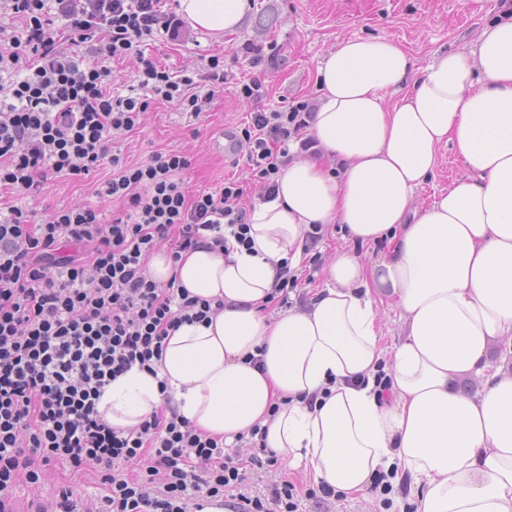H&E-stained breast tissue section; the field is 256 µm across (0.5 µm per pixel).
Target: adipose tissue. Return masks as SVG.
<instances>
[{
    "label": "adipose tissue",
    "instance_id": "adipose-tissue-1",
    "mask_svg": "<svg viewBox=\"0 0 512 512\" xmlns=\"http://www.w3.org/2000/svg\"><path fill=\"white\" fill-rule=\"evenodd\" d=\"M464 6L484 21L477 39L434 52L424 70L381 37L345 38L321 57L319 154L294 159L276 197L254 206L249 246L152 255L155 280L224 306L170 333L153 370L112 380L97 402L107 423L136 428L169 400L228 446L265 428L267 448L349 497L395 469L413 480L417 512H512V16L491 18L490 0ZM250 8L179 0L213 37ZM445 147L465 173L420 203ZM314 224L391 248L369 264L337 252L312 308L267 316L280 266L301 264ZM384 297L404 324L387 354ZM463 378L477 389L458 391Z\"/></svg>",
    "mask_w": 512,
    "mask_h": 512
}]
</instances>
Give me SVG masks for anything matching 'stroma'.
I'll return each mask as SVG.
<instances>
[{"instance_id": "stroma-1", "label": "stroma", "mask_w": 512, "mask_h": 512, "mask_svg": "<svg viewBox=\"0 0 512 512\" xmlns=\"http://www.w3.org/2000/svg\"><path fill=\"white\" fill-rule=\"evenodd\" d=\"M252 10L242 27L221 41L197 38L183 45L160 42L145 55L170 71L190 61L216 55L224 70L235 77L246 67L237 50L250 42L273 58L261 78L267 89L266 105L286 109L315 98L316 64L325 53L349 36L384 37L405 48L425 66L439 49L471 41L482 22L471 16L464 0H250ZM251 109L233 82L216 93L208 112L191 122L175 107L150 105L136 133L122 136V152L143 159L158 148L187 151L194 158L188 174L190 190L218 187L224 179L247 175L236 154L226 153L225 135L243 129ZM86 202L111 214V202L97 198L93 179L60 178L45 185L39 198H25L0 189V208L22 206L44 209Z\"/></svg>"}]
</instances>
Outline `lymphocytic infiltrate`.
<instances>
[{"label": "lymphocytic infiltrate", "mask_w": 512, "mask_h": 512, "mask_svg": "<svg viewBox=\"0 0 512 512\" xmlns=\"http://www.w3.org/2000/svg\"><path fill=\"white\" fill-rule=\"evenodd\" d=\"M164 5L0 0V185L37 195L48 181L104 170L95 193L123 208L109 222L90 206L43 216L16 207L0 217V512H13L16 487L39 484L52 466L97 472L100 493L90 499L63 487L37 499L35 512H203L218 498L231 512H299L304 498L334 512L340 496L329 485L251 482L278 461L260 427L234 450L170 405L129 430L112 428L96 408L112 379L151 369L171 331L212 312L210 300L177 280H154L150 257L163 250L176 261L232 237L243 245L249 231L240 181L194 194L184 152L132 160L113 150L151 102L196 119L228 79L215 56L186 74L143 57L157 36L188 32ZM79 40L89 42L92 64L69 52ZM133 54L132 83L112 92L113 61ZM239 90L252 106L243 131L250 175L271 200L296 152L316 150L312 112L304 102L268 108L257 77Z\"/></svg>", "instance_id": "lymphocytic-infiltrate-1"}]
</instances>
